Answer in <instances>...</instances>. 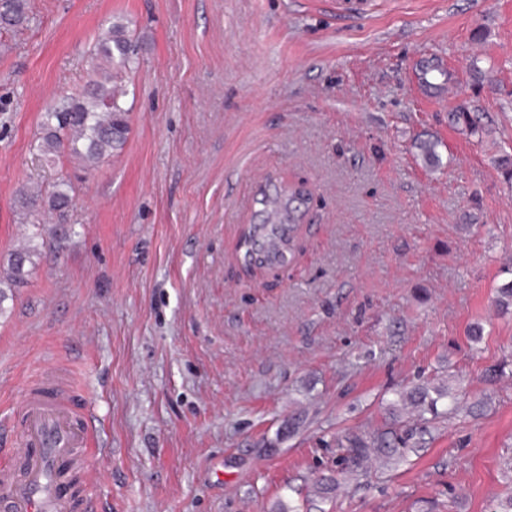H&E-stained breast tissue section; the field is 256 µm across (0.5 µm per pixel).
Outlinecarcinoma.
<instances>
[{
  "label": "carcinoma",
  "instance_id": "cac0c4a2",
  "mask_svg": "<svg viewBox=\"0 0 512 512\" xmlns=\"http://www.w3.org/2000/svg\"><path fill=\"white\" fill-rule=\"evenodd\" d=\"M25 0H0V28L21 26L26 20ZM96 64L93 79L80 93L69 94L44 112L38 148L48 158L69 154L78 158L83 167L91 171L106 157L123 149L128 124L127 110L121 104L124 94L122 82L136 63V43L127 27L112 24L95 45ZM279 207L267 212L263 223L254 227L251 236L262 239L264 256L271 262L284 259V254L273 251L269 240L277 238L285 243L291 240L295 228L294 194L277 195ZM47 201L49 209L63 212L70 205L68 184L62 182L53 186L48 196L42 190L26 191L20 195L21 207L30 209L41 201ZM33 251L26 249L13 254L5 279L17 284L29 274L27 266L33 264ZM449 393L436 390L430 395L426 386H417L400 394L404 403L414 408L428 410L439 415L438 403ZM345 449L344 467L341 474L355 478L365 469L371 457L387 463H398L405 449L398 448L386 432L367 435H352L340 444Z\"/></svg>",
  "mask_w": 512,
  "mask_h": 512
}]
</instances>
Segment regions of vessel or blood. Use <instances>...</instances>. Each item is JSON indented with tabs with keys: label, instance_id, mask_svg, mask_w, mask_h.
Segmentation results:
<instances>
[{
	"label": "vessel or blood",
	"instance_id": "1",
	"mask_svg": "<svg viewBox=\"0 0 512 512\" xmlns=\"http://www.w3.org/2000/svg\"><path fill=\"white\" fill-rule=\"evenodd\" d=\"M19 412L23 439L13 449V466L0 468V512H77L78 502L62 490L68 472L85 482L97 472L89 449L93 426L76 419L72 406L52 381L28 386Z\"/></svg>",
	"mask_w": 512,
	"mask_h": 512
}]
</instances>
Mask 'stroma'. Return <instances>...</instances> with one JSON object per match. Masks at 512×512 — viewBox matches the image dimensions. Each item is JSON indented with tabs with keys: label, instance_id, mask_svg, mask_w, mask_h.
I'll return each instance as SVG.
<instances>
[{
	"label": "stroma",
	"instance_id": "1",
	"mask_svg": "<svg viewBox=\"0 0 512 512\" xmlns=\"http://www.w3.org/2000/svg\"><path fill=\"white\" fill-rule=\"evenodd\" d=\"M27 5L0 30V272L38 258L0 304V459L21 392L54 375L95 424V512H277L335 474L338 439L388 427L416 450L330 512L512 493V0ZM115 21L138 51L127 142L92 171L47 160L41 116ZM437 58L453 79L434 95ZM63 179L65 213L19 208ZM269 184L304 190L303 217L286 265L249 268ZM416 385L448 388L440 418L396 412ZM34 250L26 249L23 251L15 252L10 260L9 267L4 277L11 283L17 284L22 283L25 277L29 274L27 266L33 265L31 256Z\"/></svg>",
	"mask_w": 512,
	"mask_h": 512
}]
</instances>
